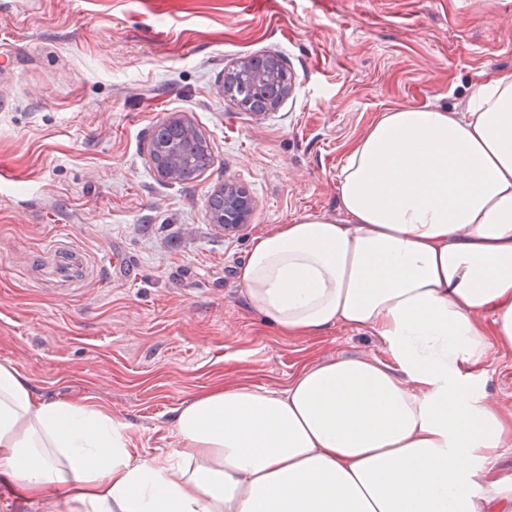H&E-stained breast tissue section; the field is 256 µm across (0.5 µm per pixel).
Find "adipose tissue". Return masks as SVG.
<instances>
[{
    "instance_id": "ef3b65f1",
    "label": "adipose tissue",
    "mask_w": 512,
    "mask_h": 512,
    "mask_svg": "<svg viewBox=\"0 0 512 512\" xmlns=\"http://www.w3.org/2000/svg\"><path fill=\"white\" fill-rule=\"evenodd\" d=\"M346 215L308 213L253 244L238 280L281 335L379 336L282 389H213L174 409L179 446L134 454L123 424L42 399L0 364V480L43 512H512L488 461L512 412L464 367L512 350V73L468 110L399 106L350 152Z\"/></svg>"
}]
</instances>
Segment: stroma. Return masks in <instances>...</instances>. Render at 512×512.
I'll use <instances>...</instances> for the list:
<instances>
[{"instance_id":"1","label":"stroma","mask_w":512,"mask_h":512,"mask_svg":"<svg viewBox=\"0 0 512 512\" xmlns=\"http://www.w3.org/2000/svg\"><path fill=\"white\" fill-rule=\"evenodd\" d=\"M512 0H0V364L50 401L126 424L141 457L178 445L173 409L220 385L286 387L337 357L389 360L380 337L337 327L279 335L238 282L254 240L313 213L344 220L338 175L381 112H466L512 72ZM275 54L293 90L257 117L225 100L224 74ZM183 112L213 162L159 180L154 126ZM231 179L250 224L210 222ZM90 269L61 291L33 268L50 242ZM122 253L123 268L100 269ZM468 371L512 410V350Z\"/></svg>"}]
</instances>
